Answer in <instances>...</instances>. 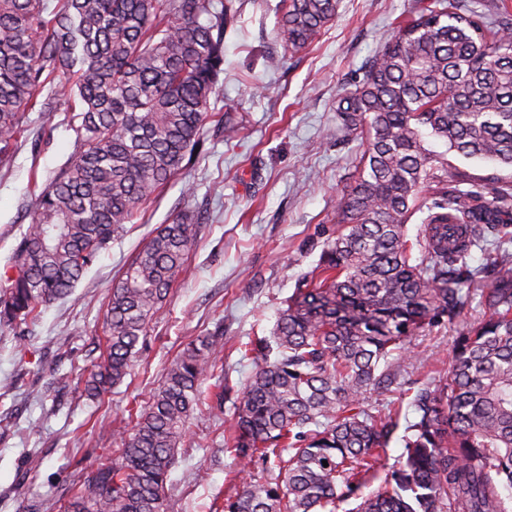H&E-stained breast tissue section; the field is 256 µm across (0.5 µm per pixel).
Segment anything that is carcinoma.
Segmentation results:
<instances>
[{
    "instance_id": "carcinoma-1",
    "label": "carcinoma",
    "mask_w": 512,
    "mask_h": 512,
    "mask_svg": "<svg viewBox=\"0 0 512 512\" xmlns=\"http://www.w3.org/2000/svg\"><path fill=\"white\" fill-rule=\"evenodd\" d=\"M337 0H279L286 46L312 43ZM233 0H0V162L26 107L58 86L81 119L80 151L36 200L0 292V322H25L69 294L112 236L185 168L220 92ZM512 22L496 26L453 0H414L383 49L336 101L362 139L338 230L280 309L235 407L224 451L241 490L224 512H512V251L480 285L460 270L490 233L508 235L512 183L448 170V155L512 168ZM420 216L412 241L407 224ZM196 246L193 225L160 228L111 289L106 348L85 391L128 374L146 327ZM483 318L456 338L448 376L402 392L383 416L365 405L412 358L411 341L472 302ZM222 337L191 342L63 512H162L190 413L204 401ZM413 419L399 466L384 459L404 396ZM328 466H323V463ZM384 474L378 489L361 490Z\"/></svg>"
}]
</instances>
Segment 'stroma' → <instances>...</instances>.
I'll use <instances>...</instances> for the list:
<instances>
[{
	"mask_svg": "<svg viewBox=\"0 0 512 512\" xmlns=\"http://www.w3.org/2000/svg\"><path fill=\"white\" fill-rule=\"evenodd\" d=\"M279 0H236L241 19L224 37L222 91L203 145L183 173L115 234L63 299L22 325L0 323V512H59L82 471L116 458L132 424L187 343L221 333L229 391L222 407L190 416L166 484L162 512H224L237 482L224 452L234 411L256 370L239 349L270 335L284 301L336 232V207L352 181L359 140L336 127L350 77L392 36L411 0H339L336 16L300 51L276 27ZM232 113L225 140L217 116ZM63 105L25 112L9 163L0 164V273L26 230L37 196L79 150ZM186 218L194 252L149 322L130 374L100 397L85 381L105 346L109 292L160 225ZM481 317L472 307L414 341L399 381L417 388L447 375L455 339ZM55 366L57 376L46 373ZM40 462L29 469L28 459Z\"/></svg>",
	"mask_w": 512,
	"mask_h": 512,
	"instance_id": "1",
	"label": "stroma"
}]
</instances>
